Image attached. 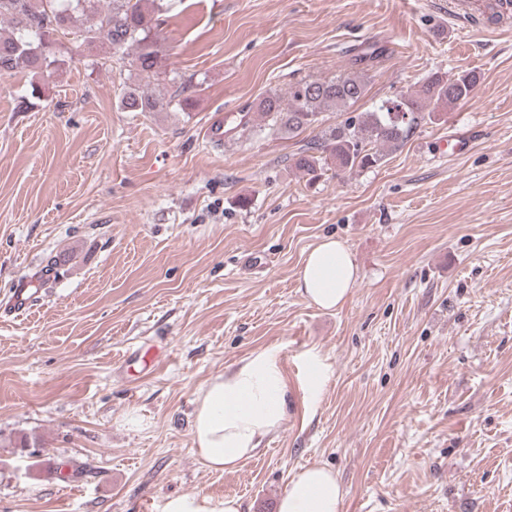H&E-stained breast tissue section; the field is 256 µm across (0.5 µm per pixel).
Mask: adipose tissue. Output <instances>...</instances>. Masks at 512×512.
Instances as JSON below:
<instances>
[{"label": "adipose tissue", "instance_id": "obj_1", "mask_svg": "<svg viewBox=\"0 0 512 512\" xmlns=\"http://www.w3.org/2000/svg\"><path fill=\"white\" fill-rule=\"evenodd\" d=\"M358 279L348 248L326 237L307 253L298 282L304 297L324 310L340 306ZM288 386L277 349L265 348L225 368L196 398L193 444L211 469L235 470L288 418ZM341 487L329 469L310 465L293 473L277 512H339Z\"/></svg>", "mask_w": 512, "mask_h": 512}]
</instances>
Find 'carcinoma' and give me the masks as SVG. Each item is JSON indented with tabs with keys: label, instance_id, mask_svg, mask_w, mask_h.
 <instances>
[{
	"label": "carcinoma",
	"instance_id": "obj_1",
	"mask_svg": "<svg viewBox=\"0 0 512 512\" xmlns=\"http://www.w3.org/2000/svg\"><path fill=\"white\" fill-rule=\"evenodd\" d=\"M170 0H0V20H7L11 32L0 34V75L19 70L38 76L49 74L67 63L61 37L79 34L81 43L108 46L120 61H128L146 82L160 78L165 49L154 15L168 9ZM383 56L370 44L354 59L357 69L332 79H301L288 83L287 96L273 91L257 104L256 111L268 120L272 134L294 137L309 128L319 129L313 140L292 157L299 172L317 177L332 167L340 170L380 165L385 151L396 149L413 130L433 117L441 105L467 98L478 77L463 70L454 78L437 73L429 76L413 93L384 102L336 125H322L320 116L328 110L342 112L366 93L365 69ZM191 80L181 83L177 99L147 93L140 86H128L121 93L120 106L128 112H163L171 108L187 112L193 99L188 94ZM238 137H251L254 125L249 113L226 129Z\"/></svg>",
	"mask_w": 512,
	"mask_h": 512
}]
</instances>
